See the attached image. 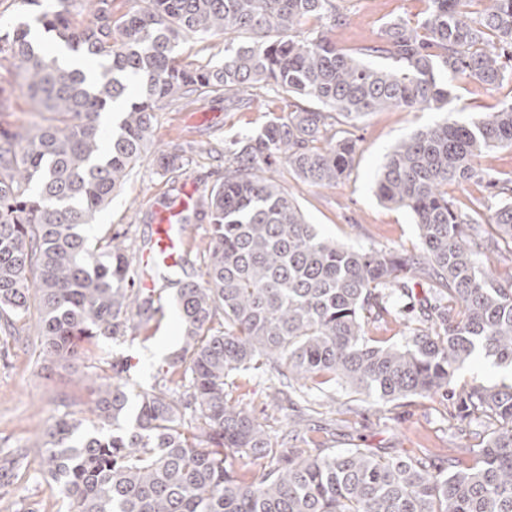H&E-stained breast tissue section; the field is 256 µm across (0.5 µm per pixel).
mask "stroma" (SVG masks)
<instances>
[{
    "mask_svg": "<svg viewBox=\"0 0 512 512\" xmlns=\"http://www.w3.org/2000/svg\"><path fill=\"white\" fill-rule=\"evenodd\" d=\"M347 23L332 37L338 46L354 48L378 42L388 21L399 18L416 21L425 7L423 0H339ZM0 98L7 99L8 111L0 112V127L23 131L38 122L33 102L26 96L13 59L0 56ZM512 100V80L505 81L496 94L470 80L461 81L447 110L408 111L386 109L373 112L355 123H337L338 134L356 139L358 150L350 176L328 188L302 183L287 170L275 177L281 188L298 204L308 223L320 235L355 249L400 252L420 247L417 226L410 211L382 203L375 194V176L387 154L415 131L443 119L467 120L480 112H492ZM279 96L267 97L237 110L230 109L223 95L212 94L198 103L183 101L163 104L157 111L153 141L157 144H192L187 152L185 172L177 179L163 175L151 159H144L131 179L97 214L95 222L127 235L136 251V271L152 261L158 212L188 191L204 193L224 177V144L256 131L269 113L287 111ZM207 219H192L182 280L198 279L208 247ZM181 317L172 303L162 312L147 314L137 329L104 346L127 364L126 378L132 394L151 390L162 377L166 361L180 347ZM93 354L85 352L69 363L45 361L40 343L16 326L13 335H0V454L19 448L28 454L29 469L24 476L0 485V512H72L67 498L52 491L40 472L41 443L46 430L64 416L79 417L95 378ZM242 407L264 418L271 436L282 434L287 424L309 416L308 407L322 403V396L310 402L286 404L273 418H266L270 383L249 372L235 378ZM318 439L327 447L371 448L385 456L419 454L430 449L442 454L476 447L474 425L460 421L455 409L412 398L393 403L354 400L337 390L336 403L323 414L311 416Z\"/></svg>",
    "mask_w": 512,
    "mask_h": 512,
    "instance_id": "obj_1",
    "label": "stroma"
}]
</instances>
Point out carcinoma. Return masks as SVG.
<instances>
[{"mask_svg":"<svg viewBox=\"0 0 512 512\" xmlns=\"http://www.w3.org/2000/svg\"><path fill=\"white\" fill-rule=\"evenodd\" d=\"M114 2L57 0L0 34V54L17 62L42 116L24 132L0 128V332L12 335L36 304L44 356L68 361L162 309V296L136 288L133 248L110 229L92 231L146 156L174 179L184 174L183 149L154 148L162 103L222 91L236 105L241 93L273 92L319 107L293 102L236 142L224 180L196 204L210 226L204 270L189 282L166 270L182 336L162 383L138 395L127 422V366L98 347L93 368L112 382L93 390L92 429L65 418L45 432L50 487L74 512H512V383H455L477 355L512 365V274L474 259L512 240V185L477 164L512 149V102L420 129L386 157L376 195L413 214L417 251L325 238L264 175L284 165L311 186L334 185L350 175L358 144L329 133L333 115L349 123L390 107L441 110L461 79L496 90L512 76V0H424L416 25L391 22L382 42L355 49L329 36L346 23L336 0H140L119 16ZM309 18L321 29L303 37ZM189 37L224 38V63L178 61ZM48 39L98 61L93 81L63 67ZM116 104L105 137L99 119ZM472 179L509 198L459 210L445 187ZM370 317L403 325V343L376 344ZM241 370L277 381L278 404L338 386L376 403L423 397L485 432H475L469 464L427 450L328 452L306 433L277 442L239 408L228 379ZM23 460L19 449L1 457L0 478Z\"/></svg>","mask_w":512,"mask_h":512,"instance_id":"cac0c4a2","label":"carcinoma"}]
</instances>
